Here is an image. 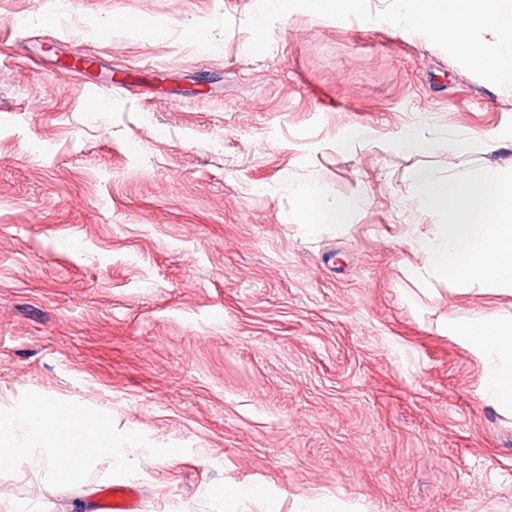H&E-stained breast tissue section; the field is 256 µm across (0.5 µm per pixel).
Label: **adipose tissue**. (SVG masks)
<instances>
[{
    "label": "adipose tissue",
    "instance_id": "adipose-tissue-1",
    "mask_svg": "<svg viewBox=\"0 0 512 512\" xmlns=\"http://www.w3.org/2000/svg\"><path fill=\"white\" fill-rule=\"evenodd\" d=\"M395 21L408 29L441 27L475 67L512 76V0H406ZM476 32L486 33V40L474 41ZM357 205L354 198L329 201L319 189L308 188L298 194L296 208L304 229L318 233L328 227L347 228ZM449 331L481 363L484 399L512 417V312L454 323ZM19 416L31 445L16 442L11 425L0 420V447L10 449L16 462L35 461L38 450H45L51 483L69 480L89 456L120 470L119 450L104 444L101 423L83 413H64L55 403L39 401L24 407Z\"/></svg>",
    "mask_w": 512,
    "mask_h": 512
}]
</instances>
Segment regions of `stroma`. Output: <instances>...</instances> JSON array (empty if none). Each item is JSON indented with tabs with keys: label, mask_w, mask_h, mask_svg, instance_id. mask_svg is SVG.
<instances>
[{
	"label": "stroma",
	"mask_w": 512,
	"mask_h": 512,
	"mask_svg": "<svg viewBox=\"0 0 512 512\" xmlns=\"http://www.w3.org/2000/svg\"><path fill=\"white\" fill-rule=\"evenodd\" d=\"M289 0H0V417L36 400L103 420L126 459L44 490L0 465V512H142L335 497L349 512H512V418L448 332L512 299L407 279L418 183L512 162V144L397 152L410 131H512V83L398 0L344 18ZM93 52L90 75L63 57ZM106 95L85 110L87 88ZM314 186L362 201L303 234ZM136 442H129V434ZM140 496L131 487L110 485L92 499V512H140ZM264 495V491L255 486L225 485L224 503L226 511L236 512L237 504L244 498L258 499Z\"/></svg>",
	"instance_id": "stroma-1"
}]
</instances>
